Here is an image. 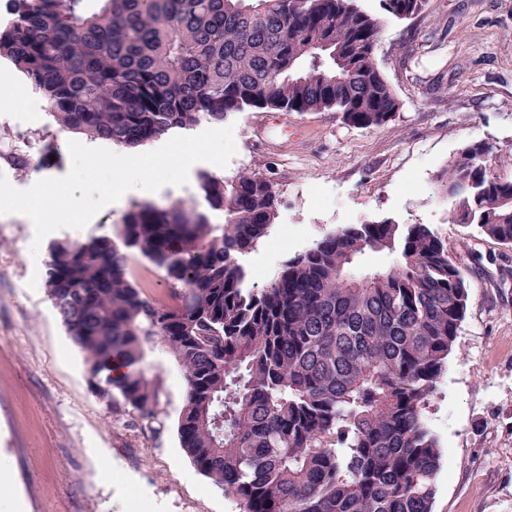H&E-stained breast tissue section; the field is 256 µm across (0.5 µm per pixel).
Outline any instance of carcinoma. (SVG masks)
<instances>
[{
	"mask_svg": "<svg viewBox=\"0 0 512 512\" xmlns=\"http://www.w3.org/2000/svg\"><path fill=\"white\" fill-rule=\"evenodd\" d=\"M0 59L60 129L135 147L233 112H337L380 126L400 103L376 65L380 19L355 0H10ZM425 0H379L410 19ZM472 145L437 175L487 237L512 246V181ZM215 222L182 200L132 205L115 232L49 247L44 286L108 405L150 416L138 368L166 345L187 395L180 447L243 512H432L443 450L423 418L465 318L468 289L424 224H349L258 289L238 256L267 235L278 200L257 173L204 174ZM370 253L388 266L360 267ZM164 274L171 302L134 281ZM127 371L112 376V361Z\"/></svg>",
	"mask_w": 512,
	"mask_h": 512,
	"instance_id": "obj_1",
	"label": "carcinoma"
}]
</instances>
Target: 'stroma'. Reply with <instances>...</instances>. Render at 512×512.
<instances>
[{
    "label": "stroma",
    "instance_id": "stroma-1",
    "mask_svg": "<svg viewBox=\"0 0 512 512\" xmlns=\"http://www.w3.org/2000/svg\"><path fill=\"white\" fill-rule=\"evenodd\" d=\"M357 4L381 18L375 58L400 102L392 121L361 129L336 112L232 113L229 165L196 163L187 184L157 201L201 203L206 172L266 177L277 217L240 258L259 285L349 224H424L445 240L469 301L425 410L443 449L433 512H512V247L451 223L452 201L434 189L436 174L471 144L486 148L493 176L512 181V0H426L408 20L381 17L378 0ZM55 146L51 163L5 169L9 182L26 189L34 174L64 176L68 147ZM121 217L104 207L84 229L49 233L34 255L32 222L0 215V457L11 465L0 496L20 497L23 512H127L131 498L154 502L157 512H241L179 445L187 389L168 349L155 343L141 364L159 388L153 416L107 407L48 296L51 243L109 233ZM107 469L123 485L104 479Z\"/></svg>",
    "mask_w": 512,
    "mask_h": 512
}]
</instances>
